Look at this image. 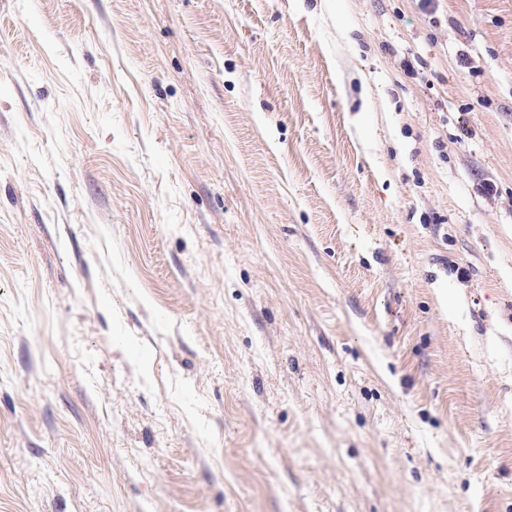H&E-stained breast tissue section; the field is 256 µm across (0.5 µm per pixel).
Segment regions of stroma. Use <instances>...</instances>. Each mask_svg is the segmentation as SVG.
Segmentation results:
<instances>
[{
	"mask_svg": "<svg viewBox=\"0 0 512 512\" xmlns=\"http://www.w3.org/2000/svg\"><path fill=\"white\" fill-rule=\"evenodd\" d=\"M0 512H512V0H0Z\"/></svg>",
	"mask_w": 512,
	"mask_h": 512,
	"instance_id": "obj_1",
	"label": "stroma"
}]
</instances>
